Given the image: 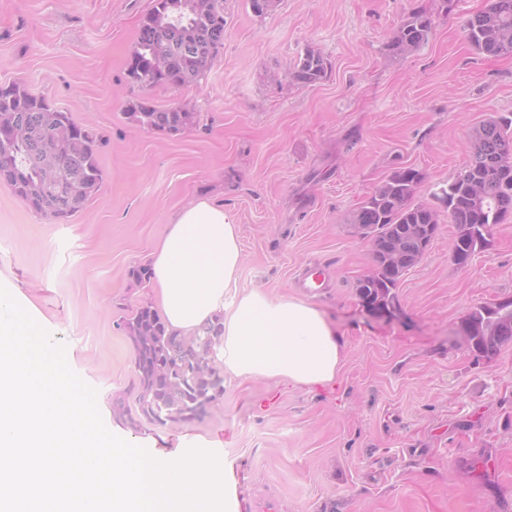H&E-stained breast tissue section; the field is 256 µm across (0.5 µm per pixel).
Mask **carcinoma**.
I'll list each match as a JSON object with an SVG mask.
<instances>
[{
  "label": "carcinoma",
  "instance_id": "cac0c4a2",
  "mask_svg": "<svg viewBox=\"0 0 512 512\" xmlns=\"http://www.w3.org/2000/svg\"><path fill=\"white\" fill-rule=\"evenodd\" d=\"M200 15L195 0H154L129 53V76L145 87L183 86L207 70L224 40V0H207ZM432 18L415 7L394 34L399 53L428 40ZM465 39L489 56L512 55V0H486L467 22ZM328 63L307 48L288 71L292 81L308 86L327 75ZM129 115L141 126L176 134L194 122V113L159 110L141 100ZM0 182L36 212L67 220L82 211L102 181L103 171L89 131L71 114L20 82L0 84ZM473 152L456 178L440 189L437 201L456 225L454 242L470 257L489 245L491 225L512 213V117L486 121L472 132ZM422 174L400 168L353 212L352 224L369 229L374 273L359 280L362 303L387 310L394 306L401 278L418 263L439 224V211L413 203ZM135 351L138 403L148 421L189 422L201 407L224 394L216 346L224 323L216 318L192 336L168 329L149 306L124 319ZM469 347L485 358L512 342V299L474 307L464 321Z\"/></svg>",
  "mask_w": 512,
  "mask_h": 512
}]
</instances>
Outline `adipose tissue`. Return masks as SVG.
Masks as SVG:
<instances>
[{"label": "adipose tissue", "mask_w": 512, "mask_h": 512, "mask_svg": "<svg viewBox=\"0 0 512 512\" xmlns=\"http://www.w3.org/2000/svg\"><path fill=\"white\" fill-rule=\"evenodd\" d=\"M239 227L206 197L180 209L150 255L151 277L169 329L194 334L214 316L224 318L218 358L243 381L285 380L315 388L340 375V335L325 313L299 297L239 290Z\"/></svg>", "instance_id": "1"}]
</instances>
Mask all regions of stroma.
Instances as JSON below:
<instances>
[{"instance_id": "35a3bbf8", "label": "stroma", "mask_w": 512, "mask_h": 512, "mask_svg": "<svg viewBox=\"0 0 512 512\" xmlns=\"http://www.w3.org/2000/svg\"><path fill=\"white\" fill-rule=\"evenodd\" d=\"M154 0H0V84L25 83L95 140L103 182L57 221L0 184V286L63 346L97 395L107 429L150 455L200 448L219 459L237 512H512V342L471 351L463 320L512 298V214L467 264L441 222L395 290L388 315L356 291L373 268L349 218L395 170L423 175L417 199L452 181L472 130L512 114V56L465 40L485 0H280L255 15L224 0V43L204 76L146 88L127 59ZM433 31L407 54L390 48L413 6ZM329 63L320 82L287 74L305 48ZM146 98L195 113L177 134L128 115ZM240 226L239 284L310 299L337 327L346 357L331 385L225 379L199 419L142 420L123 320L156 305L134 272L173 216L197 198ZM327 287L296 285L305 268ZM138 419L131 429L128 418Z\"/></svg>"}]
</instances>
